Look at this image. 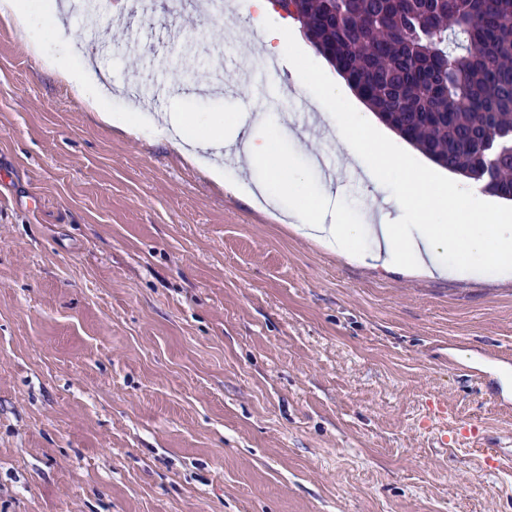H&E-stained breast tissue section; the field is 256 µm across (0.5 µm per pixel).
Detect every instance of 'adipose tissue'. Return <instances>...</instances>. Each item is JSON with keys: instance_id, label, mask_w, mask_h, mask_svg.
I'll return each instance as SVG.
<instances>
[{"instance_id": "1", "label": "adipose tissue", "mask_w": 512, "mask_h": 512, "mask_svg": "<svg viewBox=\"0 0 512 512\" xmlns=\"http://www.w3.org/2000/svg\"><path fill=\"white\" fill-rule=\"evenodd\" d=\"M0 18L13 23L19 39L31 47L65 37L54 5L35 25L27 0H0ZM43 66L83 90L87 105L103 124L129 134L153 124V117L143 112L111 111L91 72L76 67L67 53L47 54ZM311 102L323 121L335 128L349 155L360 161L368 184L381 187L390 173H399L398 186L386 203L398 212H414V223L391 224L383 219L375 224L348 223L343 210H330L329 195H307L304 176L292 173L275 148L277 133L256 134L260 121L250 113H237L228 124L216 117L199 124L175 118L157 129L156 135L191 163L197 162L199 151L231 143L248 166L260 164L267 169V180L250 186L241 181L228 184L223 168L216 165L207 169V176L216 185H227L234 195L287 205V217L297 231L347 259L429 277L478 276L490 262L502 276L512 275L511 205L487 195L480 196L478 205L456 207L457 199L480 195L478 185L453 172L444 176L428 167L415 168L406 155L391 158L385 130L370 118L349 115L343 95L332 82L320 84ZM368 237L373 238L374 248L361 250V242Z\"/></svg>"}]
</instances>
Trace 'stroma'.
I'll list each match as a JSON object with an SVG mask.
<instances>
[{"label": "stroma", "mask_w": 512, "mask_h": 512, "mask_svg": "<svg viewBox=\"0 0 512 512\" xmlns=\"http://www.w3.org/2000/svg\"><path fill=\"white\" fill-rule=\"evenodd\" d=\"M241 24L199 0L64 15L113 111L261 113L365 223L380 197L309 101L335 69L296 24L226 43ZM483 368L512 370V278L337 255L98 122L0 19V512H512Z\"/></svg>", "instance_id": "35a3bbf8"}]
</instances>
